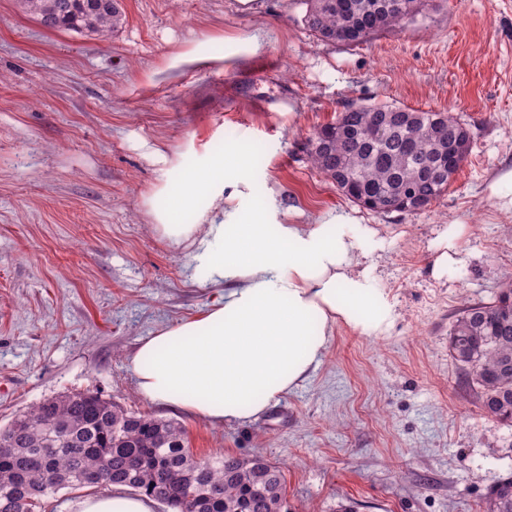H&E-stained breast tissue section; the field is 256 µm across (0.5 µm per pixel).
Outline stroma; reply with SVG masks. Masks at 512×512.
I'll list each match as a JSON object with an SVG mask.
<instances>
[{
	"instance_id": "stroma-1",
	"label": "stroma",
	"mask_w": 512,
	"mask_h": 512,
	"mask_svg": "<svg viewBox=\"0 0 512 512\" xmlns=\"http://www.w3.org/2000/svg\"><path fill=\"white\" fill-rule=\"evenodd\" d=\"M102 39L51 30L0 0V427L67 393L182 423L198 457L279 464L288 512H480L512 474V427L462 391L448 332L463 302L512 284V0H426L413 19L346 46L306 26L304 0H122ZM262 34L223 60L228 36ZM210 39L214 58L179 56ZM352 102L448 113L470 132L438 202L377 213L314 169L306 143ZM253 145L255 194L285 223L327 212L370 227L397 319L384 336L338 325L321 365L249 422L214 426L143 398L141 342L224 295L145 205L186 149ZM470 230L456 273L436 240ZM467 234L466 224H451L442 234L439 241L441 254L436 259L433 273L436 277H442L448 274L456 263L455 255L457 254V242Z\"/></svg>"
}]
</instances>
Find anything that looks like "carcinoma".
Segmentation results:
<instances>
[{
    "label": "carcinoma",
    "mask_w": 512,
    "mask_h": 512,
    "mask_svg": "<svg viewBox=\"0 0 512 512\" xmlns=\"http://www.w3.org/2000/svg\"><path fill=\"white\" fill-rule=\"evenodd\" d=\"M398 0H305L304 21L321 39L356 45L408 15ZM52 30L106 38L125 21L120 0H24ZM470 135L444 112L352 103L313 133L310 163L360 206L422 211L448 192ZM481 410L512 426V287L464 306L448 339ZM174 420L124 410L95 393L47 399L0 428V512H46L61 489L124 486L167 512H282L279 470L261 460L197 458ZM484 512H512V476L494 485Z\"/></svg>",
    "instance_id": "carcinoma-1"
}]
</instances>
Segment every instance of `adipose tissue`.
I'll return each mask as SVG.
<instances>
[{
	"mask_svg": "<svg viewBox=\"0 0 512 512\" xmlns=\"http://www.w3.org/2000/svg\"><path fill=\"white\" fill-rule=\"evenodd\" d=\"M250 144L219 160L183 154L148 200L168 245L189 247L195 269L224 285L200 316L163 328L133 357L139 393L210 424L243 423L277 403L319 366L337 324L382 336L393 301L363 260L382 246L342 213L286 224L274 194L255 196ZM154 500L114 487L81 498L76 512H153Z\"/></svg>",
	"mask_w": 512,
	"mask_h": 512,
	"instance_id": "1",
	"label": "adipose tissue"
}]
</instances>
